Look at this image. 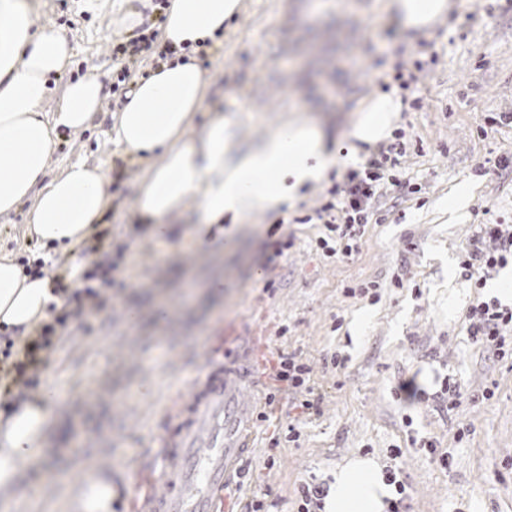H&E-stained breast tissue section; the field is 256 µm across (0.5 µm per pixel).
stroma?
<instances>
[{
  "label": "stroma",
  "mask_w": 512,
  "mask_h": 512,
  "mask_svg": "<svg viewBox=\"0 0 512 512\" xmlns=\"http://www.w3.org/2000/svg\"><path fill=\"white\" fill-rule=\"evenodd\" d=\"M452 2L411 42L385 0H242L205 53L207 88L188 141L216 112L234 117L246 142L297 114L319 126L332 152L351 144L359 101L402 81L404 184L376 198L381 223L368 224L358 253L341 259L317 249L320 224L301 221L342 182L339 168L294 206L225 225L210 244L187 234L192 201L166 235H154L136 209L144 166L111 137L112 46L127 11L154 28L157 14L149 0H33L39 25L73 48L43 111H54L68 83L102 84L98 110L81 130L63 132L48 160L51 176L74 162L101 167L111 199L65 265L91 271L101 252L127 251L110 274L119 286L106 308L44 371L35 396L54 394V441L21 463L22 485L0 512H75L76 496L109 461L112 512H134L125 485L160 464L157 439L174 428L200 356L223 334L258 337L264 374L255 453L233 488L245 512H300L302 484L327 486L355 454L395 473L404 512H512V359L468 334L471 304L500 293L508 271L480 290L460 268L479 225H512V165L502 162L512 156V126L478 134L495 113H512V0ZM463 187L467 196L449 209ZM41 251L26 208L0 216L1 255ZM288 352L313 368L315 414L273 390L267 372ZM447 378L463 393L451 410L440 399Z\"/></svg>",
  "instance_id": "obj_1"
}]
</instances>
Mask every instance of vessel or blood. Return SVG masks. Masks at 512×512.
<instances>
[{
    "label": "vessel or blood",
    "mask_w": 512,
    "mask_h": 512,
    "mask_svg": "<svg viewBox=\"0 0 512 512\" xmlns=\"http://www.w3.org/2000/svg\"><path fill=\"white\" fill-rule=\"evenodd\" d=\"M257 371L243 358L202 357L191 418L179 423L175 443L163 444V466L138 473L126 488L137 512H243L232 487L240 460L254 451L255 399L245 390Z\"/></svg>",
    "instance_id": "1"
}]
</instances>
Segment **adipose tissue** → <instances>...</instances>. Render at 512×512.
<instances>
[{
    "label": "adipose tissue",
    "mask_w": 512,
    "mask_h": 512,
    "mask_svg": "<svg viewBox=\"0 0 512 512\" xmlns=\"http://www.w3.org/2000/svg\"><path fill=\"white\" fill-rule=\"evenodd\" d=\"M449 0H387L385 10L408 32L423 33L444 17ZM241 9V0H171L160 25L162 41L175 49L160 69L141 79L112 128L123 152L149 164L162 152L163 165L150 167L137 210L156 235L187 201L197 203L199 221L188 229L202 240L213 226L239 223L294 204L307 184L326 178L334 161L314 124L290 118L274 130L242 142L232 118L215 114L197 139L183 140L202 102L206 78L197 52ZM70 55L65 38L40 27L31 0H0V214L35 197L28 231L41 244L68 251L88 240L109 209L105 175L82 162L46 175V160L60 133L83 127L101 98L102 85L89 76L68 84L52 115L41 104ZM402 110L398 89L377 93L358 107L352 135L376 144L388 138ZM56 297L47 280L22 274L0 257V324L32 329L45 319ZM53 431L46 404L24 401L0 417V496L12 498L21 461L33 458ZM393 496L382 466L355 455L336 467L325 512H385Z\"/></svg>",
    "instance_id": "adipose-tissue-1"
}]
</instances>
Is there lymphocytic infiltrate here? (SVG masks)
I'll return each mask as SVG.
<instances>
[{"label":"lymphocytic infiltrate","mask_w":512,"mask_h":512,"mask_svg":"<svg viewBox=\"0 0 512 512\" xmlns=\"http://www.w3.org/2000/svg\"><path fill=\"white\" fill-rule=\"evenodd\" d=\"M154 40V34L144 33L135 40L113 45L112 59L118 64L113 93L123 96L129 92L131 67L150 53ZM405 152L406 144L401 140L379 144L361 169L347 173L343 189H331V201L315 211L317 220L327 230L326 235L316 240L326 256L347 258L357 252L380 189L401 183L398 165ZM511 256L512 233L504 234L497 224H484L463 254L460 265L464 275L482 288L486 285L485 270L505 265ZM70 316V311H62L21 341L7 334L0 336V364L5 365L8 379L1 389L5 395L22 398L37 387L38 376L49 355L65 341L64 331ZM470 319V334L476 343L498 358L512 356V307L502 306L495 299H480L471 307Z\"/></svg>","instance_id":"lymphocytic-infiltrate-1"}]
</instances>
